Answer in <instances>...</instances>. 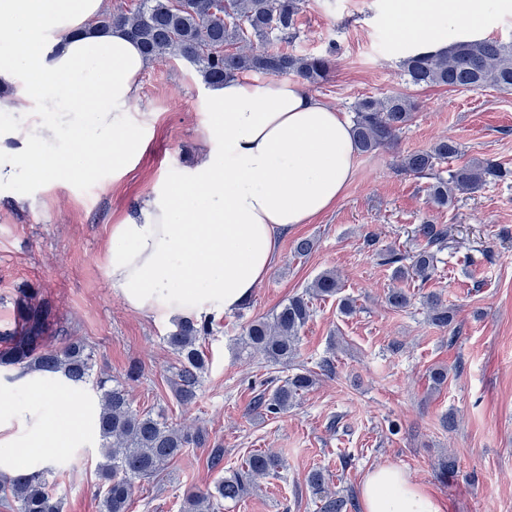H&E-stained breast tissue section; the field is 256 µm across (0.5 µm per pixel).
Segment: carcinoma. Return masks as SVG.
Masks as SVG:
<instances>
[{
  "label": "carcinoma",
  "mask_w": 512,
  "mask_h": 512,
  "mask_svg": "<svg viewBox=\"0 0 512 512\" xmlns=\"http://www.w3.org/2000/svg\"><path fill=\"white\" fill-rule=\"evenodd\" d=\"M304 2L139 0L132 10L112 8L97 24L101 29L123 28L150 62L171 58L186 62L209 88L249 72L267 77L291 75L317 86L333 71L336 45H329L320 54L277 48V43L297 38V19ZM400 71L405 83L413 87L511 90L512 44L489 39L459 40L439 53H408L400 61ZM415 110V101L403 94L358 99L352 106V132L358 151L366 154L394 145ZM460 153L456 141L444 138L426 150L402 156L399 168L431 180L428 199L438 209L450 206L457 191L475 192L488 183L512 180V168L490 158L452 167L448 176H442L439 166ZM417 233L426 241L424 249L411 257L391 250L383 258L385 264L393 266L395 280L430 279L437 254L448 249V229L426 220L418 225ZM341 290L335 273H321L270 316L252 320L245 328L243 348L271 363L290 361L297 355L300 333L312 317V298H333ZM410 302L401 288H391L386 294V303L392 309H404ZM425 305L432 324L457 333L455 309L445 306L434 293L426 296ZM16 311L18 325L0 332V341L7 343L6 350L0 351V367L47 378L60 373L75 384L92 385L98 394L95 428L103 457L102 512H128L136 481L155 477L184 449L205 444L203 430L186 431L162 414L132 407L126 382L140 377V366H131L123 381L103 370L96 373L95 351L84 341L61 335L57 337L59 345H47L50 312L46 306L23 294L16 300ZM209 334L208 319L188 318L179 321L165 337L176 357L170 385L181 405L199 397L209 364L201 342ZM314 384L310 373H295L271 394H260L256 407L273 415L284 413ZM282 468L280 454L256 451L247 456L241 469L219 477L211 487L186 495L180 512H220L224 503L241 501L255 478L276 476ZM49 473L48 468L25 467L13 476L0 478V506L9 512H61V502L49 487ZM309 483L320 495L319 512H347L349 500L326 490L321 472L311 473Z\"/></svg>",
  "instance_id": "carcinoma-1"
}]
</instances>
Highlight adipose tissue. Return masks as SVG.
Listing matches in <instances>:
<instances>
[{
    "label": "adipose tissue",
    "mask_w": 512,
    "mask_h": 512,
    "mask_svg": "<svg viewBox=\"0 0 512 512\" xmlns=\"http://www.w3.org/2000/svg\"><path fill=\"white\" fill-rule=\"evenodd\" d=\"M482 0H397L412 50L447 49L452 31L477 34ZM103 0H0V188L59 181L56 144L71 157L112 156L133 168L143 149L140 47L121 29L96 28ZM200 159L178 186L157 184L112 227L106 269L131 309L166 320L220 316L245 304L277 256L278 240L332 209L357 156L352 125L292 77L230 79L206 102ZM29 399L0 389V472L14 449L47 462L93 436L98 405L65 377L28 375ZM67 409L50 421L59 399ZM363 512H442L411 475L381 465L367 475Z\"/></svg>",
    "instance_id": "1"
}]
</instances>
